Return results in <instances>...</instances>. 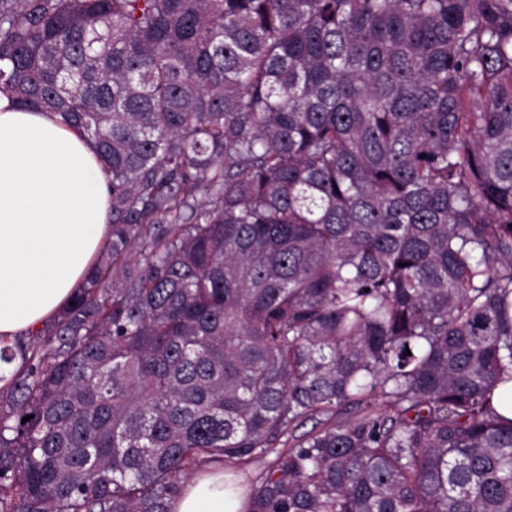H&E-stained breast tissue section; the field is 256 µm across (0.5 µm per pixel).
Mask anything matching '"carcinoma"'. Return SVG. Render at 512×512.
<instances>
[{"label":"carcinoma","instance_id":"1","mask_svg":"<svg viewBox=\"0 0 512 512\" xmlns=\"http://www.w3.org/2000/svg\"><path fill=\"white\" fill-rule=\"evenodd\" d=\"M4 90L112 224L0 347V512H512V0H0ZM273 456L259 457L240 465H228L215 469L203 476L209 465H200L188 476L181 494L171 504L172 512H241L242 499H224V469L234 472L246 485L256 481L269 467Z\"/></svg>","mask_w":512,"mask_h":512}]
</instances>
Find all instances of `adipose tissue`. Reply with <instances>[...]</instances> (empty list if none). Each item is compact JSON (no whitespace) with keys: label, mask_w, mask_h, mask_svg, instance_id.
I'll use <instances>...</instances> for the list:
<instances>
[{"label":"adipose tissue","mask_w":512,"mask_h":512,"mask_svg":"<svg viewBox=\"0 0 512 512\" xmlns=\"http://www.w3.org/2000/svg\"><path fill=\"white\" fill-rule=\"evenodd\" d=\"M108 178L93 143L0 93V345L68 304L110 239ZM224 471L195 479L172 512H240Z\"/></svg>","instance_id":"1"}]
</instances>
